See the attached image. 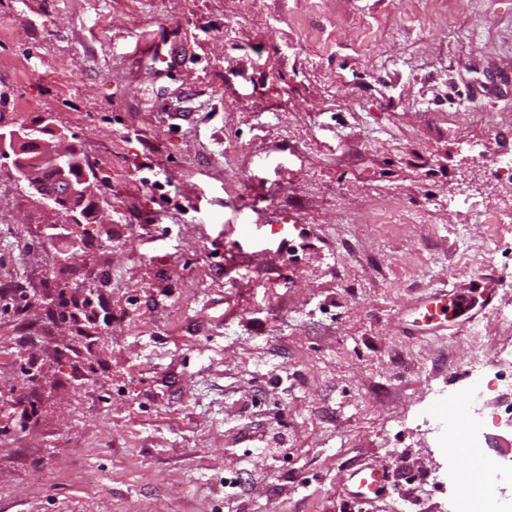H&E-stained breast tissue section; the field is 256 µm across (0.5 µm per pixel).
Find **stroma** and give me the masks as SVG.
<instances>
[{
	"instance_id": "obj_1",
	"label": "stroma",
	"mask_w": 512,
	"mask_h": 512,
	"mask_svg": "<svg viewBox=\"0 0 512 512\" xmlns=\"http://www.w3.org/2000/svg\"><path fill=\"white\" fill-rule=\"evenodd\" d=\"M46 116L94 206L0 157V512H356L362 464L405 475L369 512H453L512 469V0H0V126ZM490 277L470 280L466 284L463 293L456 288L451 291L444 290L439 294L427 296L417 304L416 310L420 311L422 318H417L414 323L423 322L426 326L415 325L423 333H435L441 327H450V323L456 322L459 318L467 315L462 321L454 325L462 327L472 321L482 309L491 306L495 300V292L489 287ZM448 324V325H447ZM445 328V329H447ZM484 389L481 384L474 385L469 394V408L464 415V431L469 436L468 448H479L475 439V433L480 429L484 421Z\"/></svg>"
}]
</instances>
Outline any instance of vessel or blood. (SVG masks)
<instances>
[{
  "instance_id": "1",
  "label": "vessel or blood",
  "mask_w": 512,
  "mask_h": 512,
  "mask_svg": "<svg viewBox=\"0 0 512 512\" xmlns=\"http://www.w3.org/2000/svg\"><path fill=\"white\" fill-rule=\"evenodd\" d=\"M489 283V278L483 277L469 281L465 290H445L424 297L417 306L423 323L440 328L464 316L475 318L495 300V292ZM351 479L353 495L361 503L388 491L393 484L392 475L374 470H357Z\"/></svg>"
}]
</instances>
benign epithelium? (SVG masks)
<instances>
[{"instance_id":"benign-epithelium-1","label":"benign epithelium","mask_w":512,"mask_h":512,"mask_svg":"<svg viewBox=\"0 0 512 512\" xmlns=\"http://www.w3.org/2000/svg\"><path fill=\"white\" fill-rule=\"evenodd\" d=\"M31 126H20L16 129L0 128V156L15 153V170L18 179L23 181L32 193L39 198L41 205L50 210L57 208L66 196L83 195L89 197L92 187L83 183L76 187L68 178L69 165L75 147L69 142L65 131L52 126L53 137L49 140L39 141V153L33 158L22 157L21 146L27 141ZM55 171L54 179L45 180V169Z\"/></svg>"}]
</instances>
